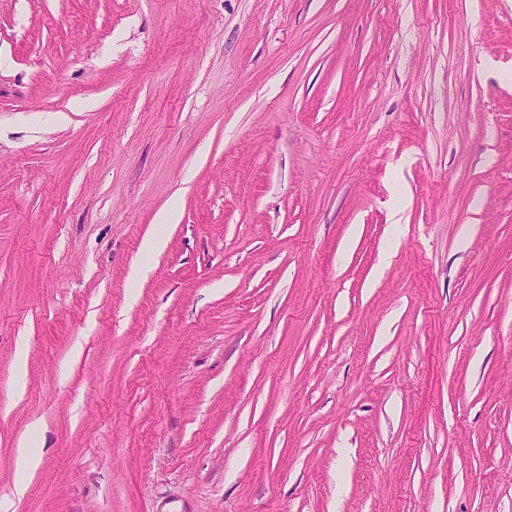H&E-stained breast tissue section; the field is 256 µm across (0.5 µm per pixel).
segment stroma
Masks as SVG:
<instances>
[{"instance_id":"1","label":"stroma","mask_w":512,"mask_h":512,"mask_svg":"<svg viewBox=\"0 0 512 512\" xmlns=\"http://www.w3.org/2000/svg\"><path fill=\"white\" fill-rule=\"evenodd\" d=\"M19 478L14 512H512V0H0Z\"/></svg>"}]
</instances>
